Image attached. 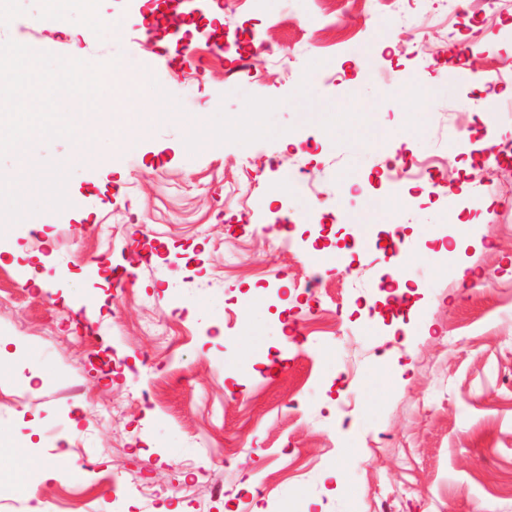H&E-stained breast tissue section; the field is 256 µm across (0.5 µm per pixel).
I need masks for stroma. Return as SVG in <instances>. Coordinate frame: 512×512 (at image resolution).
I'll list each match as a JSON object with an SVG mask.
<instances>
[{"instance_id": "1", "label": "stroma", "mask_w": 512, "mask_h": 512, "mask_svg": "<svg viewBox=\"0 0 512 512\" xmlns=\"http://www.w3.org/2000/svg\"><path fill=\"white\" fill-rule=\"evenodd\" d=\"M140 2L93 0L108 34L71 9L36 21L37 0L0 13V132H24L0 155L17 198L0 226V512H512V192L482 184L512 189V163L449 134L512 138V83L475 102L448 76L465 39L476 69L512 59V0H472L478 34L425 25L414 2L398 46L371 0H287L280 23L265 0H172L243 39L187 61ZM256 40L274 55L243 69ZM77 52L128 87L86 97ZM86 113L113 149L48 138ZM398 149L440 157V183L467 185L457 208L414 180L394 199ZM41 177L81 208L42 223ZM396 229L401 299L378 288ZM104 264L135 283L110 297Z\"/></svg>"}]
</instances>
